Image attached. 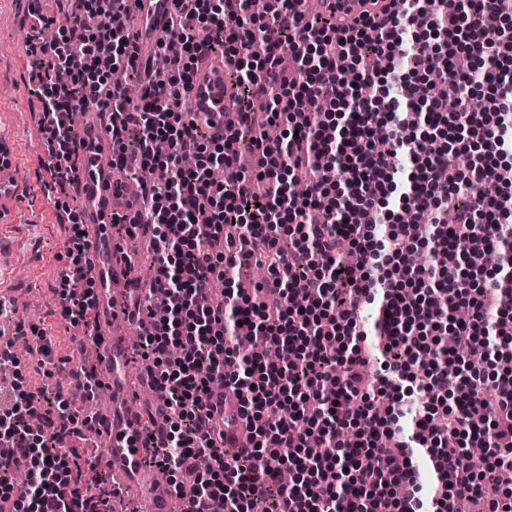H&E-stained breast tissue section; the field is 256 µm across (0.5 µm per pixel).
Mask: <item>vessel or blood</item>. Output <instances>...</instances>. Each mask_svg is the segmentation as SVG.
Segmentation results:
<instances>
[{
    "instance_id": "obj_1",
    "label": "vessel or blood",
    "mask_w": 512,
    "mask_h": 512,
    "mask_svg": "<svg viewBox=\"0 0 512 512\" xmlns=\"http://www.w3.org/2000/svg\"><path fill=\"white\" fill-rule=\"evenodd\" d=\"M171 5L172 0H139L136 44L140 58L152 56ZM306 6L310 12L347 21L359 19L363 12L374 9L372 0H306ZM231 69L223 53L202 51L188 86L196 111L213 113L219 133L229 124L233 112L230 100L234 90L228 80ZM80 125L83 145L78 206L90 249L100 257L112 247L114 217L134 210L140 187L117 177L112 165V135L104 128L100 113L93 108L83 112ZM125 303L126 296L119 289H100L97 316L102 361L97 365V373L110 392V401L102 412L105 458L112 473V486L119 490L125 512H170L169 492L157 488L156 469L144 462L146 417L136 401L146 382L130 379L132 353L122 338V329L112 323L114 313Z\"/></svg>"
}]
</instances>
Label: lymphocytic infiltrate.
<instances>
[{
    "label": "lymphocytic infiltrate",
    "mask_w": 512,
    "mask_h": 512,
    "mask_svg": "<svg viewBox=\"0 0 512 512\" xmlns=\"http://www.w3.org/2000/svg\"><path fill=\"white\" fill-rule=\"evenodd\" d=\"M67 19L57 26L41 0L26 18L30 93L37 101L42 184L67 216L63 263L54 288L61 319L93 336L99 281L83 235L76 195L81 141L73 131L89 104L112 113L117 170L158 171L143 185L136 218L119 224L112 249L129 262L123 239L150 235L156 266L147 301L166 310L162 321H142L140 305L126 308L140 328L136 351L150 386L164 392L148 406L147 446L177 502L194 512L219 503L222 512H417L416 451L430 447L437 480L432 501L450 512H512V491L488 498L502 472L512 470V389L498 363L512 352V293L490 291L480 269L464 270L461 247L482 239L495 248L512 238V38L504 18L512 0H404V9L337 25L303 15L301 0H274L262 15L244 0H172L168 32L183 48L163 70H143L134 42V0H57ZM219 36L236 65L229 74L240 114L237 128L211 135L184 94L196 58L207 47L200 29ZM297 56L293 71L280 65L283 45ZM384 67L367 71L368 56ZM361 73L358 84L347 71ZM137 78L130 99L126 83ZM488 88L482 110L472 102ZM284 124L268 139L264 124ZM384 127L379 150L372 135ZM478 154L461 171L448 164L454 145ZM257 171L241 169L242 153ZM195 165L181 166L184 155ZM407 166V181L394 169ZM237 172L234 184L214 180V169ZM342 171L329 180V169ZM308 175L304 196L290 188ZM453 223L406 222L380 200L421 211L457 196ZM293 245L282 249L281 237ZM431 255L415 261L418 250ZM240 266L267 277L243 291L224 266L227 252ZM308 284L305 307L291 304L293 273ZM395 290L376 297L377 283ZM226 286L213 298L211 283ZM350 282L346 306L336 287ZM377 306L372 326L360 321L362 303ZM248 335L249 350L236 347ZM375 336L395 353L378 383L386 405L356 414L366 399L369 353ZM46 377L65 373L96 399L102 387L87 360L56 356L36 325L0 329V366L19 367L18 340ZM418 381L427 400L407 439L391 423L403 416L404 381ZM496 397H482L486 382ZM222 383V396L213 386ZM246 422L248 444L226 453L217 440L225 426ZM97 413L74 405L63 391L35 388L17 376L0 406V512H113L116 494L102 487L97 457L76 443L101 436ZM496 453L481 467L461 454L474 440ZM266 463L243 470L241 460ZM300 481L281 484L283 470Z\"/></svg>",
    "instance_id": "1"
}]
</instances>
